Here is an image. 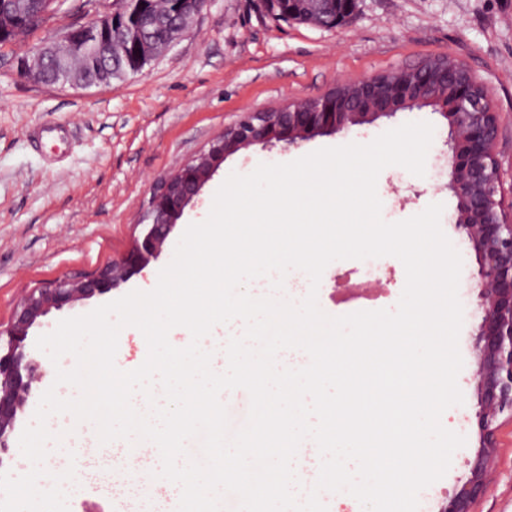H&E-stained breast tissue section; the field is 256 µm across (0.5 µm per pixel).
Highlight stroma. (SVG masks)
Here are the masks:
<instances>
[{"mask_svg":"<svg viewBox=\"0 0 512 512\" xmlns=\"http://www.w3.org/2000/svg\"><path fill=\"white\" fill-rule=\"evenodd\" d=\"M79 2L62 0L25 41L0 47L2 326L31 291L65 276H87L129 249L146 222L154 184L207 150L244 112L277 110L321 97L343 82L446 54L469 68L501 113L499 158L504 169L512 168V0H356L348 22L333 30L281 18L268 0H209L192 32L139 74L86 89L33 83L21 73V59L71 24ZM420 121L434 127L424 176L390 166L380 173L377 188L388 222L443 204L441 228L462 258L458 347L464 365L457 383L464 402L444 412L441 423L466 443L454 452L444 477L427 489L431 512H440L445 491L465 481L467 461L478 445L473 373L481 316L468 303L477 257L451 222L457 199L442 156L449 126L432 108L400 111L296 148L257 144L226 156L185 208L157 260L120 288L42 317L29 331L28 349L62 319L134 290L151 291L186 228L207 218L230 173L246 175L262 163H288L321 148L370 142ZM405 282V268L392 256L370 264L337 260L322 274L318 304L330 316L392 310ZM502 438L493 486L478 512H512V430L503 429ZM64 488L69 512H115L125 496L122 482L106 477L78 476Z\"/></svg>","mask_w":512,"mask_h":512,"instance_id":"stroma-1","label":"stroma"}]
</instances>
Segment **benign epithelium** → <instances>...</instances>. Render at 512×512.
I'll list each match as a JSON object with an SVG mask.
<instances>
[{"mask_svg":"<svg viewBox=\"0 0 512 512\" xmlns=\"http://www.w3.org/2000/svg\"><path fill=\"white\" fill-rule=\"evenodd\" d=\"M40 0H4L0 3V28L12 31L13 40L28 37L15 25L17 16ZM142 25H120L117 9L99 12L91 0L85 20L62 31L57 41L35 49L20 64L23 73L43 83V67L54 65V84L89 86L84 74L56 60V42L67 44L74 55H96L112 75L124 78L138 73L155 58L157 45H170L188 35L195 16L208 0H191L179 12L161 11L155 0H146ZM284 18L336 28L353 11L354 0H275ZM432 107L450 121L447 163L449 189L458 200L455 227L466 235L475 251L478 270L471 296L481 313L475 343L474 381L479 410L475 414L479 446L469 460L467 479L448 494L441 512H475V505L489 492L502 428L512 425V199L507 197L504 173L498 158L500 113L489 107L478 92L467 67L445 54L417 68H398L381 76L341 85L320 98L274 111L245 112L208 150L183 165L154 192L147 215L148 228L131 250L94 276L83 281L60 280L51 288L30 293L12 323L0 327L7 337L0 352V469L11 464V439L16 422L30 397L39 389L46 370L40 360L25 352L30 328L51 310L124 284L131 275L156 260L185 207L199 195L224 157L255 144L297 147L315 134H334L351 126L369 124L403 110Z\"/></svg>","mask_w":512,"mask_h":512,"instance_id":"obj_1","label":"benign epithelium"}]
</instances>
